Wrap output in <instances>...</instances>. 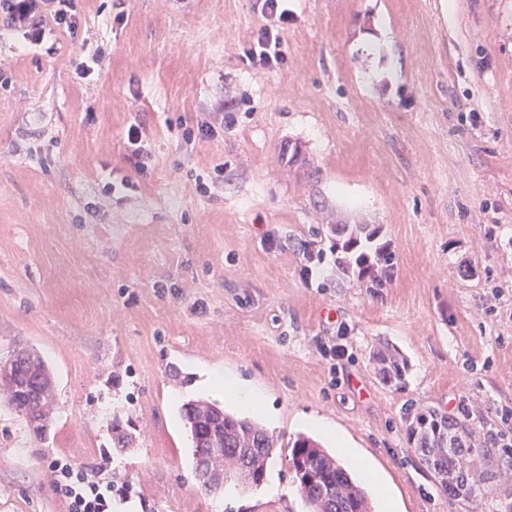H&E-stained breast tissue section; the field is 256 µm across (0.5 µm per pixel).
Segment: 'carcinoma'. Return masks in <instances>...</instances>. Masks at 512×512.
Returning a JSON list of instances; mask_svg holds the SVG:
<instances>
[{
    "instance_id": "cac0c4a2",
    "label": "carcinoma",
    "mask_w": 512,
    "mask_h": 512,
    "mask_svg": "<svg viewBox=\"0 0 512 512\" xmlns=\"http://www.w3.org/2000/svg\"><path fill=\"white\" fill-rule=\"evenodd\" d=\"M330 232L344 236L336 245L341 253L337 265L346 272L357 269V281L367 288L384 287L394 268V255L386 245L374 243V231L365 235L371 244L365 249L358 235L346 233L344 224L319 228L315 240L304 246L307 256L313 257V247ZM374 361L385 384L404 383L408 366L398 352L386 347ZM54 395V375L35 350L21 347L0 364V403L21 415L39 439L54 424ZM181 417L191 438L194 477L202 493H217L227 482L239 480L241 471L249 473L246 486L263 484L279 439L261 423L204 400L184 403ZM408 432L441 489L450 497L472 498L480 480L476 463L487 449L473 438L467 419L428 409L413 417ZM288 465L308 512H374L363 482L313 438L299 434L288 443Z\"/></svg>"
}]
</instances>
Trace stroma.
Returning a JSON list of instances; mask_svg holds the SVG:
<instances>
[{
  "label": "stroma",
  "mask_w": 512,
  "mask_h": 512,
  "mask_svg": "<svg viewBox=\"0 0 512 512\" xmlns=\"http://www.w3.org/2000/svg\"><path fill=\"white\" fill-rule=\"evenodd\" d=\"M75 6L77 31L36 45L0 16V361L35 348L57 403L44 441L0 404V512H67L55 457L131 481L112 512H305L286 445L308 416L395 512H504L512 448L489 432L512 409V0H288L286 62L265 73L242 59L266 23L255 0ZM205 123L219 136L186 140ZM321 224L377 230L386 286L307 259ZM382 342L408 361L402 388L373 369ZM213 367L264 394L255 417L280 443L231 500L198 491L180 416ZM467 400L488 452L461 502L406 417ZM116 423L131 448H113ZM125 138L130 151L127 160L133 165L136 173L144 174L148 168L150 154L143 145L141 124L131 123L126 130ZM309 423H310V425L320 429L328 437H330V438L335 437L336 444H338V447L342 448L343 451L349 456L350 463L353 466H355L359 471L367 473V474H371L364 458H362L358 455H354L349 448L344 446V442L342 441V439H340L334 435L333 429L328 423L324 422L323 420H321L319 418H310Z\"/></svg>",
  "instance_id": "stroma-1"
}]
</instances>
